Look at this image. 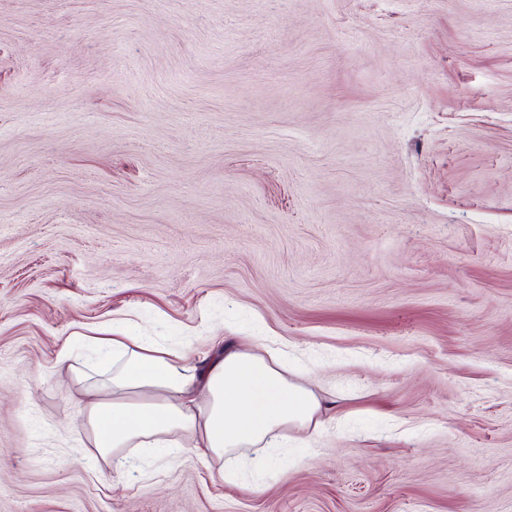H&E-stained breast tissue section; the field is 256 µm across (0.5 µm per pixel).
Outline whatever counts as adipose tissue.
<instances>
[{"label": "adipose tissue", "instance_id": "ef3b65f1", "mask_svg": "<svg viewBox=\"0 0 512 512\" xmlns=\"http://www.w3.org/2000/svg\"><path fill=\"white\" fill-rule=\"evenodd\" d=\"M96 342L112 353V375L107 392L81 407L80 417L101 457L117 468L126 449L165 456L173 435L185 433L204 460L249 448L262 469L283 429L309 428L320 409L310 390L288 380L271 348L259 354L223 343L193 364L120 330Z\"/></svg>", "mask_w": 512, "mask_h": 512}]
</instances>
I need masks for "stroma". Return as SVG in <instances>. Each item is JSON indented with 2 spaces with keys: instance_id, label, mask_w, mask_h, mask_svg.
<instances>
[{
  "instance_id": "stroma-1",
  "label": "stroma",
  "mask_w": 512,
  "mask_h": 512,
  "mask_svg": "<svg viewBox=\"0 0 512 512\" xmlns=\"http://www.w3.org/2000/svg\"><path fill=\"white\" fill-rule=\"evenodd\" d=\"M115 324L319 430L112 472ZM0 512H512V0H0Z\"/></svg>"
}]
</instances>
